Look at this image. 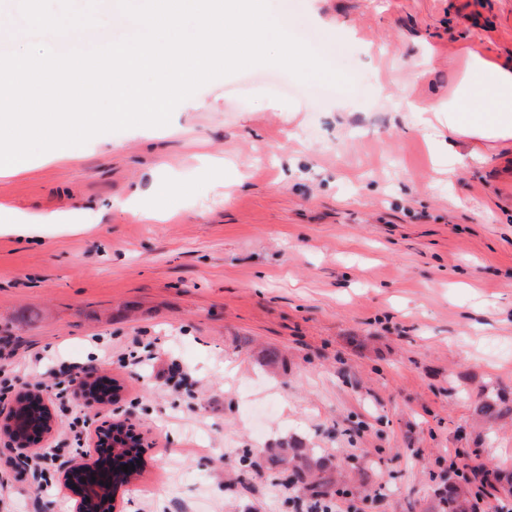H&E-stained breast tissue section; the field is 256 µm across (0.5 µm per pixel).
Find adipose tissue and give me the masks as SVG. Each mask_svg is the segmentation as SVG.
<instances>
[{
    "instance_id": "1",
    "label": "adipose tissue",
    "mask_w": 512,
    "mask_h": 512,
    "mask_svg": "<svg viewBox=\"0 0 512 512\" xmlns=\"http://www.w3.org/2000/svg\"><path fill=\"white\" fill-rule=\"evenodd\" d=\"M463 72L447 99L414 103L425 128L439 133L440 154L449 167L484 158L487 151L512 146V60L463 47Z\"/></svg>"
}]
</instances>
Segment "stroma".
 <instances>
[{"mask_svg":"<svg viewBox=\"0 0 512 512\" xmlns=\"http://www.w3.org/2000/svg\"><path fill=\"white\" fill-rule=\"evenodd\" d=\"M271 4L348 87L253 67L202 86L217 109L176 132L0 174V205L66 218L36 242L0 234V379L39 390L66 362L120 383L117 406L74 402L46 441L130 417L145 451L116 512H293L275 448L315 449L343 512H432L455 450L512 469V424L474 420L512 397V151L447 175L409 104L447 97L460 45L512 57V0ZM51 8L45 26L38 0H0V46L132 32L117 0ZM168 181L179 195L156 193ZM16 458L0 442L13 512H74L55 464L48 497Z\"/></svg>","mask_w":512,"mask_h":512,"instance_id":"obj_1","label":"stroma"}]
</instances>
